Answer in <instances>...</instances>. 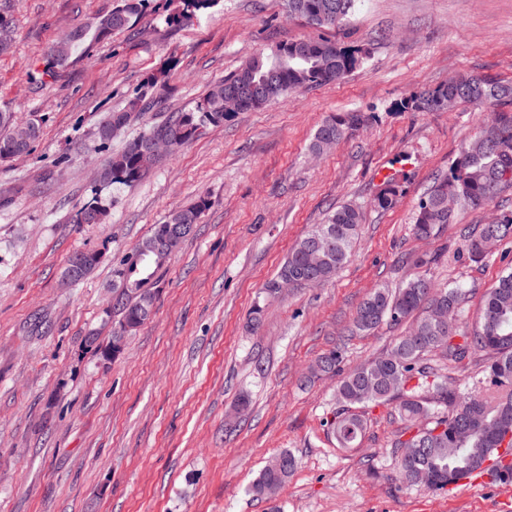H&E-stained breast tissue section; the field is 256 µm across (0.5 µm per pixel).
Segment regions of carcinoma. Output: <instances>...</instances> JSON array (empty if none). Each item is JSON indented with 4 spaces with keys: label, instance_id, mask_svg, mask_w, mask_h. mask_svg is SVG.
<instances>
[{
    "label": "carcinoma",
    "instance_id": "carcinoma-1",
    "mask_svg": "<svg viewBox=\"0 0 512 512\" xmlns=\"http://www.w3.org/2000/svg\"><path fill=\"white\" fill-rule=\"evenodd\" d=\"M146 0H120L111 13L96 26V37L131 26ZM358 0H287L288 14L304 19L319 28L347 25ZM218 0H183L182 11L170 17L180 22L207 10ZM365 58L363 49L341 47L328 40H300L280 43L246 60L232 75L215 83L188 112L153 125L122 150L113 153L101 173V186H131L140 181L159 161L145 150L152 134L165 132L178 152L206 126H221L234 113L224 111V95L262 84L270 71L284 64L286 81L261 101L266 105L300 88H312L345 78ZM164 75L154 74L146 82V91L131 99L127 109L112 113L99 126L101 144L110 142L123 130L136 112L145 109L148 93L164 90ZM512 103V84L491 77L460 74L434 89L401 100L399 110L446 112L463 102ZM364 112H339L327 116L317 127L310 149L318 152L323 144L338 143L368 124ZM28 133L30 140L39 136L33 121L18 123L9 112H0V160L26 153L30 144L18 145L15 135ZM512 109L493 113L479 137L462 147L448 167V173L436 177L418 203L413 234L418 239L434 236L440 226L455 222L462 211L480 209L492 203L507 187L512 188ZM208 206L205 198L171 213L151 228L150 237L167 224L181 225L179 239H185ZM110 205L99 196L81 205L73 215L75 224L105 223ZM362 223L359 207L345 204L336 207L322 224H315L290 249L276 277L268 281L262 298L255 301L251 321L259 325L265 302L274 298V290L287 278L299 286L320 285L334 279L348 261L357 243ZM495 237L512 238V213L502 214L500 222L483 224L478 234L467 237L464 251L474 261L487 258L484 241ZM165 259L148 252L137 260L122 257L112 266V277L120 287L113 297L112 308L119 318L112 323V356L123 350L126 337L148 320L155 293L147 281L138 277L140 267L153 264L155 269ZM465 298L462 285L438 287L424 274L411 277L396 288L382 284L374 288L357 307L349 335H367L382 324L411 322L409 330L394 340L380 356L361 362L342 372L343 356L339 348L321 354L311 367L313 377H336L338 407L330 428L341 448H354L367 428L362 409L369 405L396 402L395 411L404 423L405 440H397L400 449L398 470L408 486L416 485L414 476L429 471L433 491L444 490L462 478L483 469L484 464L501 457L499 449L512 451V272L501 275L483 298V315L478 328L457 333L449 325L441 327L443 309L459 310ZM461 341L454 342L455 336ZM440 352L450 361H462L477 352L491 354L485 366L482 388L464 394L455 381L424 364L423 357ZM297 466L295 456L283 450L272 457L248 486L256 499L276 496Z\"/></svg>",
    "mask_w": 512,
    "mask_h": 512
}]
</instances>
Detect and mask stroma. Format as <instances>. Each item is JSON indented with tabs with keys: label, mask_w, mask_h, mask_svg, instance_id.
Returning a JSON list of instances; mask_svg holds the SVG:
<instances>
[{
	"label": "stroma",
	"mask_w": 512,
	"mask_h": 512,
	"mask_svg": "<svg viewBox=\"0 0 512 512\" xmlns=\"http://www.w3.org/2000/svg\"><path fill=\"white\" fill-rule=\"evenodd\" d=\"M116 4L0 0L17 29L0 54V110L40 125L27 153L0 163V512H512V486L493 481L405 488L392 405L367 407L361 443L346 450L327 425L335 380L300 385L323 352L344 347L353 366L404 334L401 325L353 338L347 329L372 288L414 275L405 256L438 254L432 279L465 285L457 325L467 331L512 269V239L480 263L462 253L468 231L512 211V189L430 240L411 231L420 198L495 105L395 108L460 73L512 80V0H359L336 29L289 17L284 0H219L179 23L181 0H147L130 28L94 38ZM80 28L86 39L51 67L50 47ZM320 39L368 55L341 81L200 129L133 186L100 188L96 173L112 152L194 108L248 57ZM163 70L169 92L100 144L99 124ZM350 110L371 122L311 152L317 126ZM389 175L396 197L382 209L375 199ZM97 192L112 202L107 222L73 223ZM202 197L209 205L194 234L149 283L151 319L116 358L86 350L92 331L109 339L113 263ZM345 203L363 213L350 261L334 280L270 302L250 328L253 301L292 244ZM100 249L98 268L65 281L74 252ZM284 449L295 472L275 498L252 499L250 482Z\"/></svg>",
	"instance_id": "stroma-1"
}]
</instances>
